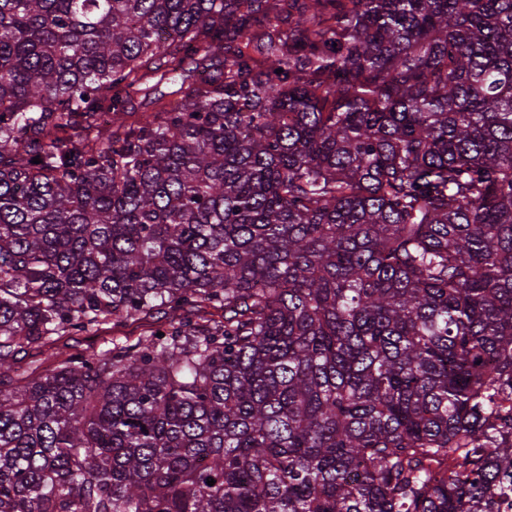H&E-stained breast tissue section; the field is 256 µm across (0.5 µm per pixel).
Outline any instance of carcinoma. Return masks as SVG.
<instances>
[{
  "instance_id": "carcinoma-1",
  "label": "carcinoma",
  "mask_w": 512,
  "mask_h": 512,
  "mask_svg": "<svg viewBox=\"0 0 512 512\" xmlns=\"http://www.w3.org/2000/svg\"><path fill=\"white\" fill-rule=\"evenodd\" d=\"M510 396L512 0H0V512H488ZM140 328L137 324H128L126 327L121 328L119 331H113L112 329H101L96 332H90L83 336H65L62 338V342L68 344H77L83 347L94 346L95 348L103 347L105 344L112 340L116 336H131V339L139 335Z\"/></svg>"
}]
</instances>
